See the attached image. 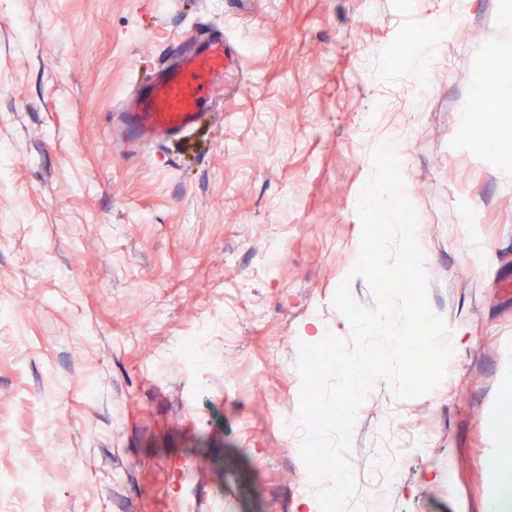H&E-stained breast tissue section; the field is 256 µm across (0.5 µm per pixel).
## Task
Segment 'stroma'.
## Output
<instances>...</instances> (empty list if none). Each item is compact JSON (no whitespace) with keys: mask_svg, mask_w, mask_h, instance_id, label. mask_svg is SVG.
Wrapping results in <instances>:
<instances>
[{"mask_svg":"<svg viewBox=\"0 0 512 512\" xmlns=\"http://www.w3.org/2000/svg\"><path fill=\"white\" fill-rule=\"evenodd\" d=\"M213 25L233 50L223 120L122 156L113 103L169 62L172 36ZM496 57L512 60V0L464 16L451 0H0V299L17 308L0 329V471L44 464L45 512H300L305 466L268 406L298 410L300 343L351 339L334 296L359 260L370 153L389 141L430 305L463 338L428 394L374 382L346 460L365 512L383 446L401 468L390 512H483L495 468H512V151L485 153L461 117ZM204 311L242 391L209 355L159 362ZM419 429L431 456L403 451Z\"/></svg>","mask_w":512,"mask_h":512,"instance_id":"35a3bbf8","label":"stroma"}]
</instances>
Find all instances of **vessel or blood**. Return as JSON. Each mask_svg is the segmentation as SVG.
Here are the masks:
<instances>
[{
  "label": "vessel or blood",
  "instance_id": "b4317fda",
  "mask_svg": "<svg viewBox=\"0 0 512 512\" xmlns=\"http://www.w3.org/2000/svg\"><path fill=\"white\" fill-rule=\"evenodd\" d=\"M170 47L171 62L153 76L136 78L112 116L109 132L127 146L150 148L192 133L201 109L222 94L227 46L220 29H211L195 48H186L181 36Z\"/></svg>",
  "mask_w": 512,
  "mask_h": 512
}]
</instances>
